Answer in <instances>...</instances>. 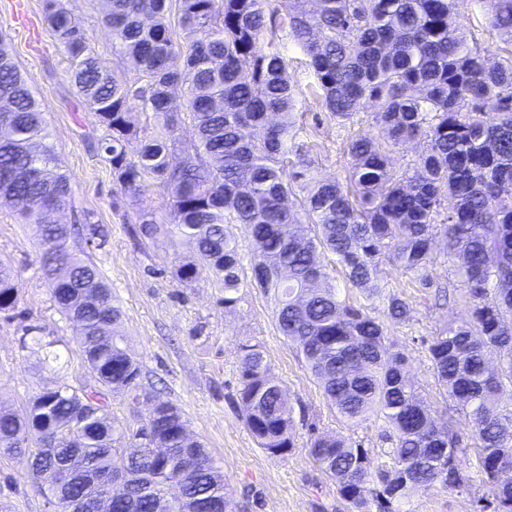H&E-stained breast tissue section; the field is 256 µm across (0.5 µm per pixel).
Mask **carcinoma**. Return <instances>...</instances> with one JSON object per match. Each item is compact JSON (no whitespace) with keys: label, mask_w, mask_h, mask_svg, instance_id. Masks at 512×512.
Here are the masks:
<instances>
[{"label":"carcinoma","mask_w":512,"mask_h":512,"mask_svg":"<svg viewBox=\"0 0 512 512\" xmlns=\"http://www.w3.org/2000/svg\"><path fill=\"white\" fill-rule=\"evenodd\" d=\"M102 23L122 63L108 68L91 49L62 0H43V23L63 46L76 94L105 127L101 149L117 189L139 194L156 186L168 214H138L140 235L178 237L187 257L172 277L189 288L202 274L224 288V310L257 288L275 305L276 329L294 343L336 414L360 424L375 414L394 438L392 463L343 436L318 434L308 453L336 485L350 512H397L412 494L437 484L462 488L461 442L451 422L436 424L430 404L403 374L405 357L388 342L387 323L411 312L398 294L385 318L341 297L319 260L334 255L345 283L371 300L381 295L384 264L431 284L433 245L444 238L458 257L469 314L436 330L428 353L448 398L468 416L471 451L488 487L478 512H512V0H473L503 47L480 46L460 21L455 0H102ZM194 37L189 43L177 31ZM305 56L307 89L344 126L369 108L373 127L346 138L345 180L313 176L312 148L296 145L302 113L282 53L285 42ZM496 104L492 118L483 105ZM156 115L160 128L141 143L133 105ZM190 119L191 149L175 132ZM30 81L0 42V206L36 225L39 263L53 302L78 324L82 358L96 381L73 387L48 382L21 413L0 406V453L41 441L48 425L72 431L35 451L32 470L51 482L61 512L108 492L95 480L118 471L124 492L110 512H228L224 473L193 439L180 411L146 414L137 428L109 417L106 392L140 404V367L116 339L120 311L99 269L77 256L74 237L99 247L98 224L77 229L59 213L70 178L53 146ZM423 144L410 172L391 154ZM300 192L299 208L286 204ZM251 234L250 275L227 232ZM312 224L314 235L302 226ZM18 277L0 262V311L15 308ZM43 363L60 359L54 342L26 329ZM239 407L261 448L285 456L294 447L285 390L260 343L241 347ZM87 407L71 429L72 413Z\"/></svg>","instance_id":"1"}]
</instances>
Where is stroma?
I'll return each mask as SVG.
<instances>
[{"instance_id":"1","label":"stroma","mask_w":512,"mask_h":512,"mask_svg":"<svg viewBox=\"0 0 512 512\" xmlns=\"http://www.w3.org/2000/svg\"><path fill=\"white\" fill-rule=\"evenodd\" d=\"M63 3L86 31L94 52L107 66L117 67L112 37L99 21L101 0ZM0 35L41 101L50 140L71 177L72 200L61 213L62 221H89L107 232L105 245L86 253L99 267L113 303L121 310L122 345L140 365L143 391L179 409L190 435L223 469L233 512H349L335 485L310 458V434L343 435L386 462L392 442L382 419L373 417L354 426L339 419L296 345L277 331L272 305L261 292L246 289L236 309L225 312L224 291L211 276H202L189 288L172 278L181 253L175 238L161 234L133 240L130 229L139 211L148 207L164 212V197L155 190L140 196L117 191L112 167L98 149L106 131L91 107L76 95L66 73L67 55L48 29H40L39 41L31 42L28 32L14 20L12 0H0ZM302 59L299 50L289 51V73L304 121L298 140L314 145L318 177L344 178L341 148L347 130L326 116L321 103L309 95ZM38 256L35 226L20 223L11 209L0 208V259L19 275L15 309L0 311V405L19 411L48 380L76 387L94 382L80 353L78 327L53 303ZM457 266L444 240H437L430 277L451 292L447 306L441 308L432 307V289L420 287L412 274L389 267L384 283L387 292L406 297L411 307L408 320L388 326L389 339L406 357L408 376L422 387L433 417H452L454 430L465 440L471 432L469 420L455 410L439 385L426 343L440 326L469 311L468 293L457 276ZM31 325L40 326L46 338L56 340L62 355L56 367L43 365L39 353L26 341L24 332ZM249 340L262 344L292 408L294 447L284 457L259 447L238 406L239 348ZM460 469L469 478L465 488L439 485L413 494L404 512H475L478 499L488 494L476 457L463 456ZM0 512L59 509L49 483L33 475L25 459L0 455Z\"/></svg>"}]
</instances>
